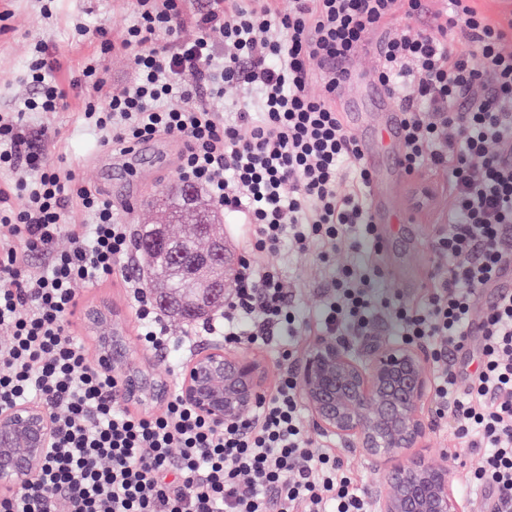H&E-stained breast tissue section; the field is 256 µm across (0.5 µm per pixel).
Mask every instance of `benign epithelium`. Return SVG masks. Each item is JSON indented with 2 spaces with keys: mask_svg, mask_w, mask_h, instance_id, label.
Listing matches in <instances>:
<instances>
[{
  "mask_svg": "<svg viewBox=\"0 0 512 512\" xmlns=\"http://www.w3.org/2000/svg\"><path fill=\"white\" fill-rule=\"evenodd\" d=\"M211 258L224 264L229 290L237 259L224 239ZM112 337L102 351L109 363L125 355ZM266 364L245 350L215 346L182 367V399L217 424L251 414L265 395ZM299 397L324 435L334 437L383 470L373 490L374 512H463L448 469L414 456L426 435L430 380L423 354L413 346L382 344L361 354L334 336L320 337L297 367ZM167 384L148 371L126 368L123 396L150 406L167 398ZM53 436L48 415L38 407L0 412V486L22 489L45 459Z\"/></svg>",
  "mask_w": 512,
  "mask_h": 512,
  "instance_id": "1",
  "label": "benign epithelium"
}]
</instances>
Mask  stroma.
<instances>
[{"label": "stroma", "mask_w": 512, "mask_h": 512, "mask_svg": "<svg viewBox=\"0 0 512 512\" xmlns=\"http://www.w3.org/2000/svg\"><path fill=\"white\" fill-rule=\"evenodd\" d=\"M53 15L43 18L38 0H10L8 8L12 16L7 28L0 32V111H13L27 97V62L30 57L29 43L32 36L45 35L50 44L63 52V66L57 71L60 84H68L84 59L95 50L92 36L79 35V27L88 30L105 25L113 38H120L135 19L134 0H53ZM83 103L69 98L66 109L46 112L32 117L31 129L45 126L59 133L57 142L50 146V157L62 168L73 170L80 184L100 187L102 183L122 181L127 177L126 168L117 166L116 155L111 147L102 144L99 135L89 130L81 119ZM176 166H162L144 174L140 180V194L131 206L120 208L119 218L128 224H162L166 215L161 210L147 208V201L162 197L176 180ZM452 206L448 195H439L435 210H417V223L405 224L393 236L392 248L379 255L378 262L385 271L383 288L405 301H416L428 286L429 271L434 262L432 240L437 217L446 215ZM284 274L300 288L295 298L303 310L313 309L319 301V291L337 275L331 266H320L313 260L287 256ZM79 304L72 319L71 330L83 341L91 362H98L100 354L98 337L122 332L127 347V358L115 361L116 371H123L125 362H133L163 379L168 387L181 383L183 352L175 348L162 352L145 350L136 335L137 321L130 299L120 278L113 277L100 286L89 288L77 285ZM97 308L110 315L111 324L95 329L86 326V313ZM317 448L339 454L350 466L358 486L371 492L381 481L383 473L355 452L345 449L335 438L312 431ZM416 455L429 462L456 472L458 466L473 470L482 463L480 453L473 452L454 459L448 451V429L443 425H430L425 440L415 450Z\"/></svg>", "instance_id": "stroma-1"}]
</instances>
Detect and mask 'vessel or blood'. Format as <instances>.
I'll list each match as a JSON object with an SVG mask.
<instances>
[{"instance_id": "1", "label": "vessel or blood", "mask_w": 512, "mask_h": 512, "mask_svg": "<svg viewBox=\"0 0 512 512\" xmlns=\"http://www.w3.org/2000/svg\"><path fill=\"white\" fill-rule=\"evenodd\" d=\"M349 82L353 95L337 91L336 103L344 124L357 133L359 151L371 174V220L390 226L416 223V216L388 191L390 178H406L400 164L401 110L372 76L354 68Z\"/></svg>"}]
</instances>
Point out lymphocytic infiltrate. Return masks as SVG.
I'll return each mask as SVG.
<instances>
[{
    "label": "lymphocytic infiltrate",
    "mask_w": 512,
    "mask_h": 512,
    "mask_svg": "<svg viewBox=\"0 0 512 512\" xmlns=\"http://www.w3.org/2000/svg\"><path fill=\"white\" fill-rule=\"evenodd\" d=\"M276 2L205 0L188 13L181 0H135L136 24L117 40L98 26L95 52L66 88L47 40L35 39L31 93L22 110L0 113V168L13 173L0 183V410L35 405L54 436L30 486L0 493V512H370L352 471L303 427L295 350L281 339L364 336L379 318L430 349L453 455L483 451L481 466L457 477L460 490L481 493L473 512H512V294L479 302L512 266V12L490 18L477 0L433 10L427 0H291L285 12ZM188 25L198 31L190 42ZM375 30V77L403 112L402 165L453 199L433 242L440 262L412 303L383 292V270L363 259L376 240L370 173L333 97ZM115 50L134 71L119 94L106 91L101 64ZM71 96L113 152L179 142L180 181L249 227L223 308L180 336L129 270L131 226L51 161L54 130L24 132L26 115L60 111ZM62 236L68 249L56 247ZM339 250L346 263L316 315L302 316L280 257L326 264ZM115 274L145 348L188 349L199 336L275 348L279 377L253 416L218 425L176 391L159 411L128 408L122 378L91 363L69 331L75 283ZM459 352L474 370L452 362Z\"/></svg>",
    "instance_id": "lymphocytic-infiltrate-1"
}]
</instances>
